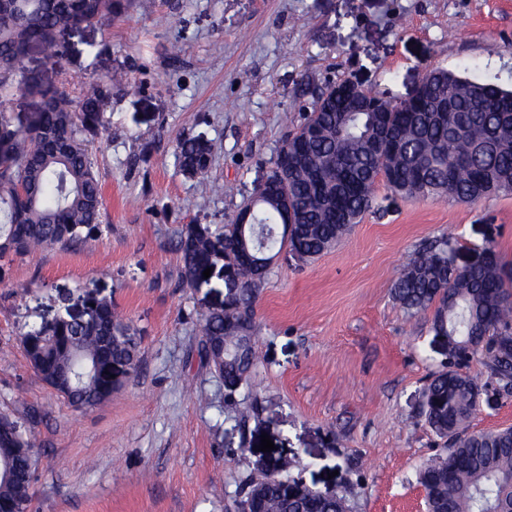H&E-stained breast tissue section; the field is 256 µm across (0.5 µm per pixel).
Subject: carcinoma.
Wrapping results in <instances>:
<instances>
[{
	"instance_id": "carcinoma-1",
	"label": "carcinoma",
	"mask_w": 512,
	"mask_h": 512,
	"mask_svg": "<svg viewBox=\"0 0 512 512\" xmlns=\"http://www.w3.org/2000/svg\"><path fill=\"white\" fill-rule=\"evenodd\" d=\"M117 0H10L0 9V102L13 94V75L32 40L47 49L81 24L107 20L121 9ZM428 83L440 95L418 111H395V102L376 98L374 112H339L332 91L320 109L301 106L302 121L287 136L288 165L273 160L266 175L293 209L294 233L277 239L278 205L268 199L257 206L240 234L238 224H187L175 242L181 284H209L203 271L219 263L231 268L224 278L225 315L210 313L201 329L203 361L226 378H236L237 331L243 322L255 336L254 305L271 272L269 266L237 263L247 247L269 258L265 245L289 249L299 261L329 250L373 203L374 185L384 176L389 188L404 197H441L474 203L499 191L512 192V91L498 84L472 81L435 69ZM127 81L115 70L89 83L77 96L65 91L42 93L41 111L12 126L0 113V258L31 251L68 249L96 240L101 224V187L93 170L88 143L103 127V110L112 86ZM322 135L311 136L308 128ZM394 147L385 157L372 150L374 138ZM211 154L201 137L178 141L175 160L188 177L207 167ZM485 261L468 270L456 264L452 237L423 241L392 288L393 298L408 316L434 308L430 329L452 337L448 355L459 344L485 354L488 379L512 394V267L495 247L485 248ZM99 322L64 318L46 337L27 334L21 344L35 374L49 387L54 377L67 380L58 393L78 410L99 403L112 362L125 359L131 372L138 361L137 331L102 300ZM481 386L467 375L443 368L424 389L421 416L443 440V453L419 472L427 512H512V427L465 433ZM1 448H37L34 431L0 416ZM263 488V512H346L345 499H322L315 492H292L285 482L264 476L248 478L247 487ZM32 480L0 478V508L30 500Z\"/></svg>"
}]
</instances>
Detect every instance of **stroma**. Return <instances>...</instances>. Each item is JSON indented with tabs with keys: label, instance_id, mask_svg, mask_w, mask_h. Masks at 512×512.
<instances>
[{
	"label": "stroma",
	"instance_id": "obj_1",
	"mask_svg": "<svg viewBox=\"0 0 512 512\" xmlns=\"http://www.w3.org/2000/svg\"><path fill=\"white\" fill-rule=\"evenodd\" d=\"M56 53L23 59L31 92L0 104L12 122L41 91L76 96L116 69L129 80L91 146L95 245L0 258V414L40 434L26 512H235L243 480L280 471L343 495L348 512H425L418 472L443 442L421 417L423 390L448 356L430 312L408 317L393 284L442 234L458 266L490 245L512 265V192L411 199L377 179L331 249L275 260L255 304L256 364L233 393L198 353L224 279L182 287L174 243L184 225L235 222L312 90L351 80L403 99L434 69L511 89L512 0H132ZM198 135L211 164L190 178L174 153ZM91 297L139 331V368L115 370L111 397L79 411L34 373L21 338ZM463 371L484 385L468 432L512 427V396L487 386L481 358Z\"/></svg>",
	"mask_w": 512,
	"mask_h": 512
}]
</instances>
